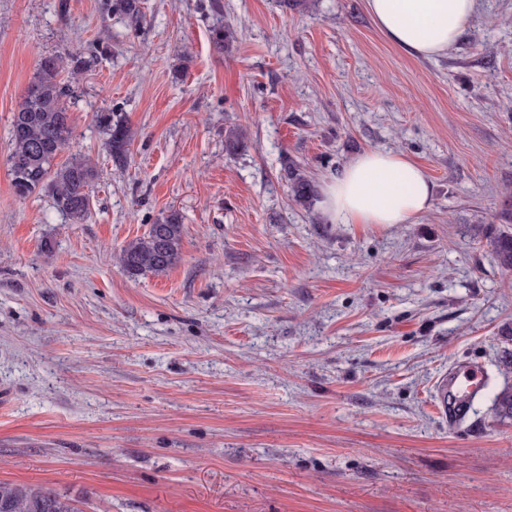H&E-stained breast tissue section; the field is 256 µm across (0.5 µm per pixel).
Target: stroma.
Returning a JSON list of instances; mask_svg holds the SVG:
<instances>
[{"instance_id":"stroma-1","label":"stroma","mask_w":512,"mask_h":512,"mask_svg":"<svg viewBox=\"0 0 512 512\" xmlns=\"http://www.w3.org/2000/svg\"><path fill=\"white\" fill-rule=\"evenodd\" d=\"M105 3L0 0V481L82 512H512V419L492 411L512 271L490 246L512 206V0H480L429 59L366 0H140L138 25ZM50 54L89 62L67 100L66 153L99 172L81 224L9 175ZM111 111L135 133L121 168ZM371 149L428 175L412 223L291 199L287 162L317 185ZM173 211L181 261L126 274L119 250ZM456 366L490 379L452 427ZM97 126L104 136V144L112 163L116 167L124 166L134 137L126 118L117 112H101L97 116Z\"/></svg>"}]
</instances>
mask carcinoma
Returning <instances> with one entry per match:
<instances>
[{
    "label": "carcinoma",
    "instance_id": "cac0c4a2",
    "mask_svg": "<svg viewBox=\"0 0 512 512\" xmlns=\"http://www.w3.org/2000/svg\"><path fill=\"white\" fill-rule=\"evenodd\" d=\"M110 9L124 14L131 22H142L139 0H112ZM217 50L233 54L234 30L217 24L211 30ZM64 59L48 55L40 59L33 79L22 101L13 113L10 127L11 150L8 156L13 188L23 186L20 197L46 191L52 195L60 211L71 223H82L90 212L88 188L97 178L95 167L85 158L74 155L58 161L62 150L73 139V127L65 98L70 85L62 82ZM97 126L112 163L124 166L134 132L124 116L102 112ZM292 199L298 204L313 200L316 191L302 167L285 169ZM183 224L181 216L172 212L150 226L148 233L124 246L118 263L131 277L145 272L162 274L181 260ZM497 264L512 270V230H502L491 240ZM493 410L502 420L512 419V386L502 387L494 396ZM0 512H80L73 500L50 489L0 482Z\"/></svg>",
    "mask_w": 512,
    "mask_h": 512
}]
</instances>
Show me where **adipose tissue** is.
I'll return each mask as SVG.
<instances>
[{"mask_svg":"<svg viewBox=\"0 0 512 512\" xmlns=\"http://www.w3.org/2000/svg\"><path fill=\"white\" fill-rule=\"evenodd\" d=\"M374 21L402 51L431 58L463 33L477 0H366ZM323 211L339 224H408L432 205V184L405 155L368 150L321 182Z\"/></svg>","mask_w":512,"mask_h":512,"instance_id":"obj_1","label":"adipose tissue"}]
</instances>
